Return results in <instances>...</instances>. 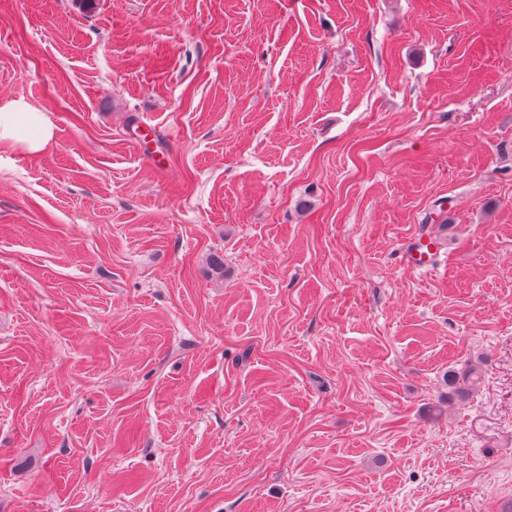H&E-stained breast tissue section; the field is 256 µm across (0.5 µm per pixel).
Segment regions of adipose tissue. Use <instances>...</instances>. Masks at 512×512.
Here are the masks:
<instances>
[{"mask_svg":"<svg viewBox=\"0 0 512 512\" xmlns=\"http://www.w3.org/2000/svg\"><path fill=\"white\" fill-rule=\"evenodd\" d=\"M54 138V127L45 115L23 100L0 105V144H19L29 152L42 151Z\"/></svg>","mask_w":512,"mask_h":512,"instance_id":"obj_1","label":"adipose tissue"}]
</instances>
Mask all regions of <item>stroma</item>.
I'll return each mask as SVG.
<instances>
[{
  "mask_svg": "<svg viewBox=\"0 0 512 512\" xmlns=\"http://www.w3.org/2000/svg\"><path fill=\"white\" fill-rule=\"evenodd\" d=\"M9 99L0 512H512V0H0ZM54 138V127L44 112L23 100L0 106V144H21L29 152L42 151ZM435 246L430 239H420L417 244L406 253V260L417 269L428 270L433 261ZM449 381L454 389L453 395L463 400L469 393V390L479 383L481 379V370L477 365L470 364L461 371H453Z\"/></svg>",
  "mask_w": 512,
  "mask_h": 512,
  "instance_id": "1",
  "label": "stroma"
}]
</instances>
